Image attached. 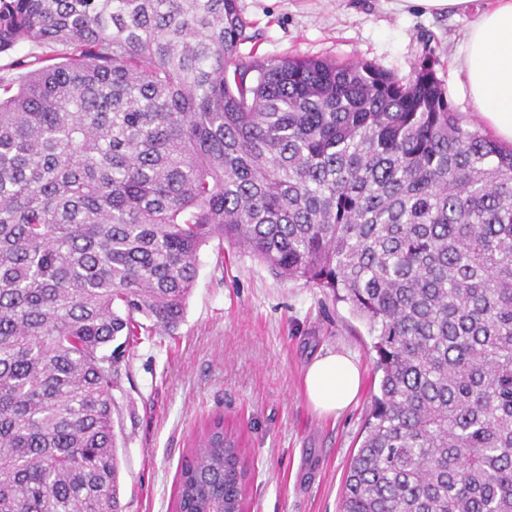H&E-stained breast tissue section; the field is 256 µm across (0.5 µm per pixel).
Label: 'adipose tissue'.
I'll return each instance as SVG.
<instances>
[{
  "mask_svg": "<svg viewBox=\"0 0 512 512\" xmlns=\"http://www.w3.org/2000/svg\"><path fill=\"white\" fill-rule=\"evenodd\" d=\"M473 0H391L395 9L417 6L426 13L471 15L459 59L477 116L494 136L512 144V0H491L473 10ZM360 388V371L351 357L330 353L315 359L305 374L306 397L315 411L339 416Z\"/></svg>",
  "mask_w": 512,
  "mask_h": 512,
  "instance_id": "adipose-tissue-1",
  "label": "adipose tissue"
}]
</instances>
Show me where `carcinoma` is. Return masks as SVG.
Here are the masks:
<instances>
[{
    "label": "carcinoma",
    "instance_id": "1",
    "mask_svg": "<svg viewBox=\"0 0 512 512\" xmlns=\"http://www.w3.org/2000/svg\"><path fill=\"white\" fill-rule=\"evenodd\" d=\"M238 0H0V512H123L112 391L219 237L367 326L339 512H512V149L425 56L244 59ZM213 419L177 512L239 509Z\"/></svg>",
    "mask_w": 512,
    "mask_h": 512
}]
</instances>
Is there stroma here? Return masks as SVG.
Here are the masks:
<instances>
[{
    "label": "stroma",
    "instance_id": "1",
    "mask_svg": "<svg viewBox=\"0 0 512 512\" xmlns=\"http://www.w3.org/2000/svg\"><path fill=\"white\" fill-rule=\"evenodd\" d=\"M249 38L242 56L364 60L398 75L424 55L464 121L475 109L455 60L466 17L397 11L386 0H239ZM365 324L305 280H283L250 254L211 241L184 322L144 336L129 351V377L113 416L125 512H171L180 467L198 430L216 414L248 443L249 512H338L349 464L379 377ZM330 352L361 374L339 417L308 403V365Z\"/></svg>",
    "mask_w": 512,
    "mask_h": 512
}]
</instances>
